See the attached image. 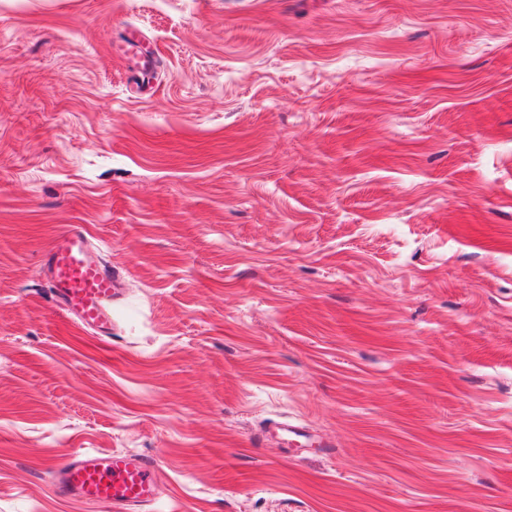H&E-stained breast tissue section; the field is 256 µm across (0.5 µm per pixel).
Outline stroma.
<instances>
[{
	"instance_id": "1",
	"label": "stroma",
	"mask_w": 512,
	"mask_h": 512,
	"mask_svg": "<svg viewBox=\"0 0 512 512\" xmlns=\"http://www.w3.org/2000/svg\"><path fill=\"white\" fill-rule=\"evenodd\" d=\"M108 450L143 512H512V0H0V512ZM52 299L101 336L112 335V302L119 296L112 269L90 256V241L79 228L58 235L42 258Z\"/></svg>"
}]
</instances>
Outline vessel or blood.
Here are the masks:
<instances>
[{"label":"vessel or blood","instance_id":"1","mask_svg":"<svg viewBox=\"0 0 512 512\" xmlns=\"http://www.w3.org/2000/svg\"><path fill=\"white\" fill-rule=\"evenodd\" d=\"M42 261L51 296L60 308L101 336H111L117 277L91 258L88 236L78 228L61 233ZM162 476L161 467L148 457L78 451L53 470L52 483L64 497L105 504L111 512H140L153 503Z\"/></svg>","mask_w":512,"mask_h":512}]
</instances>
